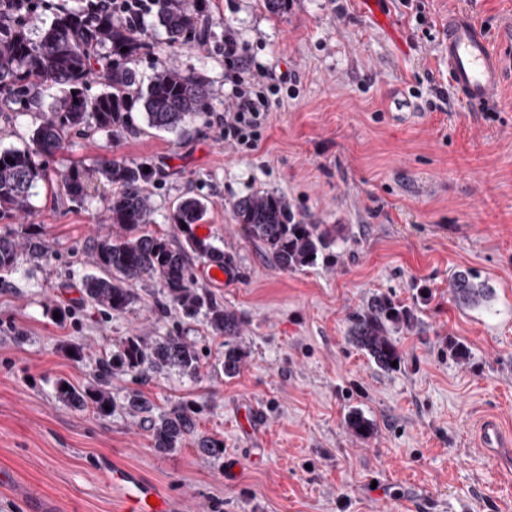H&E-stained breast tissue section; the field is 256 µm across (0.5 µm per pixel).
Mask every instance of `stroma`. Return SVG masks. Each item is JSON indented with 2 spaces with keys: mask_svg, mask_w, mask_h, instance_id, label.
Returning <instances> with one entry per match:
<instances>
[{
  "mask_svg": "<svg viewBox=\"0 0 512 512\" xmlns=\"http://www.w3.org/2000/svg\"><path fill=\"white\" fill-rule=\"evenodd\" d=\"M378 2L389 28L365 0H289L277 15L263 0H206L207 43H160L133 66L145 78L164 65L204 78L211 111L183 136L92 130L50 162L54 172L75 161L145 164L161 234L181 197L207 200L201 234L232 257L233 280L215 283L202 263L196 274L243 320L238 376L207 366L195 379L120 373L109 415L69 408L57 381L87 385L124 337L175 328L212 358L223 340L205 317L158 318L153 280L112 317L83 305L89 247L113 231L102 193L74 203L43 185L30 212L0 221V233L36 225L44 247L0 272V512H119L116 468L160 485L177 512H512V486L475 449L483 417L512 432V84L488 110L469 111L448 92L439 48L449 12L473 10L494 36L512 0ZM229 34L253 67L296 77L253 150L220 136ZM430 100L436 111L425 110ZM262 191L309 223L342 225L335 263L287 272L269 262L231 213ZM458 271L488 282L492 301L458 308ZM381 293L420 308V327L394 336L402 363L389 373L348 338L350 315ZM57 307L72 316L56 320ZM452 338L466 357L449 358ZM74 344L83 359L69 355ZM133 390L159 411L193 401L199 431L223 440V460L189 446L157 451L147 422L124 407ZM354 410L372 422L370 436L347 429Z\"/></svg>",
  "mask_w": 512,
  "mask_h": 512,
  "instance_id": "1",
  "label": "stroma"
}]
</instances>
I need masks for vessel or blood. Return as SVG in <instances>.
Instances as JSON below:
<instances>
[{"instance_id":"b4317fda","label":"vessel or blood","mask_w":512,"mask_h":512,"mask_svg":"<svg viewBox=\"0 0 512 512\" xmlns=\"http://www.w3.org/2000/svg\"><path fill=\"white\" fill-rule=\"evenodd\" d=\"M440 49L448 63L453 95L467 106L487 104L512 76V22L502 27L494 42L471 11L450 13ZM475 446L493 465L512 461V437L502 432L496 420L480 422ZM112 483L121 491L124 512H172L161 488L137 471L115 470Z\"/></svg>"}]
</instances>
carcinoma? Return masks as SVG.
<instances>
[{"label": "carcinoma", "instance_id": "carcinoma-1", "mask_svg": "<svg viewBox=\"0 0 512 512\" xmlns=\"http://www.w3.org/2000/svg\"><path fill=\"white\" fill-rule=\"evenodd\" d=\"M154 2L152 28L162 29L168 46L209 40L210 30L203 21L206 0ZM35 3L31 0L14 20L0 23V107L26 112L37 90L57 89L62 96L42 111L24 148L0 150V220L32 208L40 183L52 181L48 158L72 137L90 129L133 132L136 114L151 128L181 132L198 115L211 110L207 85L198 76L163 67L146 82L139 78L131 63L151 53L154 43L148 40L146 23L138 22L133 12L63 8L34 41L28 36V26ZM104 46L108 47L105 53L101 52ZM96 77L104 80L106 90L91 96L89 83ZM101 174L117 187L106 214L116 232L90 246L96 273L84 277L86 302L104 316L123 312L137 299L135 285L157 279L163 288V299L155 302L159 316H166L171 306L186 319L204 315L212 333L224 338V353L216 358L213 370L228 378L237 376L247 357L238 343L243 321L212 291L197 286L194 271L195 259L209 265L228 263L221 248L195 232L207 211L206 202L186 197L169 212V223L182 237L174 244L148 229L153 206L144 188L149 176L144 164L109 161ZM58 189L72 202L86 198L88 187L81 165H71L60 176ZM231 212L255 246L285 271L329 262L333 248L343 239L336 226L307 223L284 197L272 192L242 197L231 204ZM26 249L33 253L41 250L34 233L1 234L0 272L14 270ZM450 288L459 307L484 306L492 296L489 286L474 281L467 272L455 273ZM419 323L416 309L386 295H375L352 315L349 340L379 369L389 372L394 370L392 362L401 361L393 334L404 328L412 330ZM200 365L197 348L174 332L152 341L127 336L120 340L116 353L96 361L92 386L77 388L61 381L57 393L66 405L92 407L107 415L114 406L110 388L116 373L139 375L176 368L194 377ZM125 407L135 416L144 415L158 450L170 451L190 442L202 456L224 457L220 448L224 441L198 431L197 411L191 402L173 401L154 416L152 402L133 391L126 397ZM346 426L358 437L373 431L371 421L357 411L347 416Z\"/></svg>", "mask_w": 512, "mask_h": 512}]
</instances>
